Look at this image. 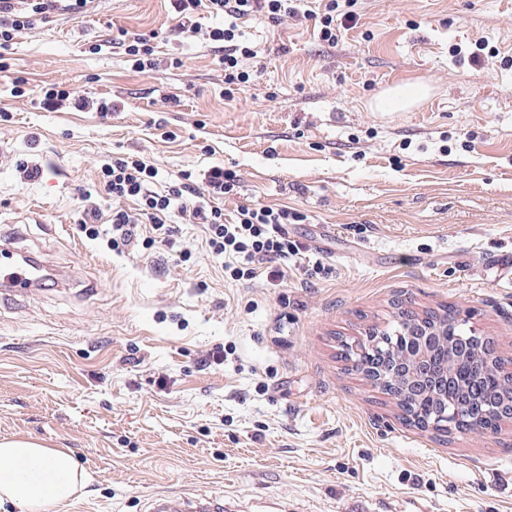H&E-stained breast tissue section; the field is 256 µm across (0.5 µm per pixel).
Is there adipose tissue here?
I'll return each mask as SVG.
<instances>
[{"instance_id": "ef3b65f1", "label": "adipose tissue", "mask_w": 512, "mask_h": 512, "mask_svg": "<svg viewBox=\"0 0 512 512\" xmlns=\"http://www.w3.org/2000/svg\"><path fill=\"white\" fill-rule=\"evenodd\" d=\"M82 476L65 448H48L31 438L0 439V503L20 512H48L71 499Z\"/></svg>"}]
</instances>
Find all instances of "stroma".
Wrapping results in <instances>:
<instances>
[{"mask_svg":"<svg viewBox=\"0 0 512 512\" xmlns=\"http://www.w3.org/2000/svg\"><path fill=\"white\" fill-rule=\"evenodd\" d=\"M336 43L297 15L240 20L250 81L224 95L219 19L181 32L170 0L55 12L0 51V230L45 274L0 299V439L69 449L87 475L50 512H146L152 496L214 497L224 512H512V423L498 434L405 427L395 402L337 359L339 340L386 326L395 299L453 305L512 358V0H357ZM151 35L136 71L116 38ZM506 57L472 62L477 41ZM25 94L11 95L14 78ZM424 84L406 110L385 89ZM57 84L112 110L48 111ZM220 163L222 206L288 207L305 251L285 282H236L180 215L188 261L158 244L114 250L101 167ZM41 165L35 181L22 162ZM319 273H309L311 265ZM224 365H206L216 349Z\"/></svg>","mask_w":512,"mask_h":512,"instance_id":"35a3bbf8","label":"stroma"}]
</instances>
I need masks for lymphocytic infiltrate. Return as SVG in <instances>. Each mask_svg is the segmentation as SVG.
<instances>
[{"instance_id": "f902f5d3", "label": "lymphocytic infiltrate", "mask_w": 512, "mask_h": 512, "mask_svg": "<svg viewBox=\"0 0 512 512\" xmlns=\"http://www.w3.org/2000/svg\"><path fill=\"white\" fill-rule=\"evenodd\" d=\"M23 9H15L13 0H0V48L7 47L15 35L31 28L47 14L57 10L58 0H22ZM181 16L205 12L224 20L223 27L208 32L211 41L224 45V82L228 85L247 83L250 71L243 63L255 58L250 47L240 44L239 20L262 17L273 22L285 21L301 14L317 20L322 40L336 42L341 21H354L355 0H326L323 10H299L295 0H172ZM346 12H339V5ZM158 175L157 168L139 156H116L102 166L103 188L112 200L113 247H127L140 242L151 248L156 242L173 244L174 228L169 219L178 213L191 223L202 225L212 257L225 259L224 270L235 281H250L267 274L274 281L288 277L285 268L289 259L303 252L300 243L288 235L289 225L298 223L299 213L285 208L243 205L237 210L234 222L224 220L219 201L234 188V176L223 166L210 167L204 174L205 193H197L191 173L181 174L178 182L163 192L153 191L151 185ZM138 206V216H131L125 202ZM147 220V236H139L140 220Z\"/></svg>"}]
</instances>
